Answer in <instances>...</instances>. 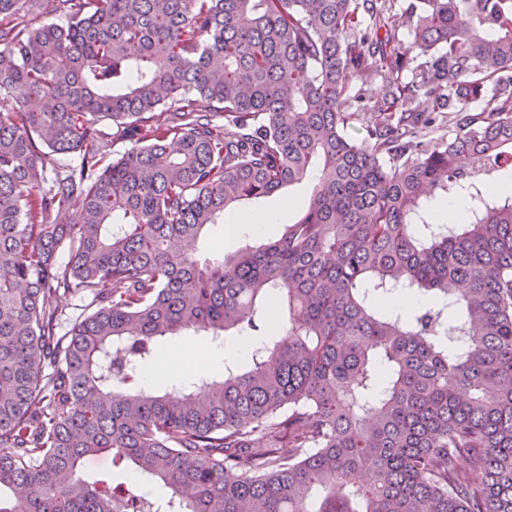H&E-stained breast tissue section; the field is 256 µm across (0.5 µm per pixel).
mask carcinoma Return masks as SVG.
Returning <instances> with one entry per match:
<instances>
[{"label": "carcinoma", "instance_id": "carcinoma-1", "mask_svg": "<svg viewBox=\"0 0 512 512\" xmlns=\"http://www.w3.org/2000/svg\"><path fill=\"white\" fill-rule=\"evenodd\" d=\"M0 96V512H512V0H0ZM314 170L278 238L195 256ZM271 292L245 368L144 384ZM83 473L89 476L99 474H112L121 481L125 477L122 469L112 466V455L108 453H98L87 456L83 461Z\"/></svg>", "mask_w": 512, "mask_h": 512}]
</instances>
